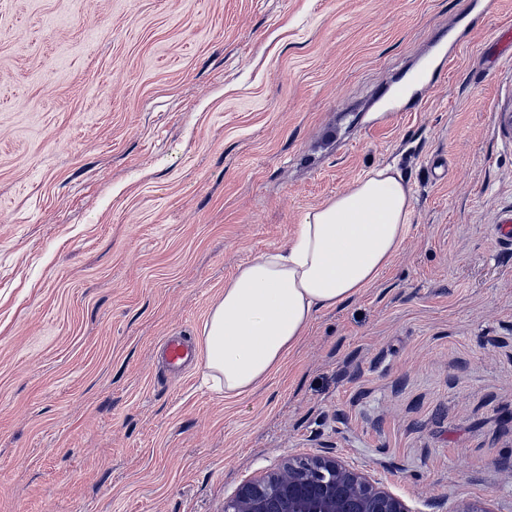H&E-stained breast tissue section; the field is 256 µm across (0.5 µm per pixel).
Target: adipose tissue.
<instances>
[{"label":"adipose tissue","mask_w":512,"mask_h":512,"mask_svg":"<svg viewBox=\"0 0 512 512\" xmlns=\"http://www.w3.org/2000/svg\"><path fill=\"white\" fill-rule=\"evenodd\" d=\"M411 194L395 166L374 168L309 210L287 246L239 267L199 338L198 366L233 398L267 380L316 315L370 287L403 243Z\"/></svg>","instance_id":"adipose-tissue-1"}]
</instances>
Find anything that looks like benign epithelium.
I'll return each instance as SVG.
<instances>
[{"instance_id":"1","label":"benign epithelium","mask_w":512,"mask_h":512,"mask_svg":"<svg viewBox=\"0 0 512 512\" xmlns=\"http://www.w3.org/2000/svg\"><path fill=\"white\" fill-rule=\"evenodd\" d=\"M224 512H412L380 482L334 456H298L244 484Z\"/></svg>"}]
</instances>
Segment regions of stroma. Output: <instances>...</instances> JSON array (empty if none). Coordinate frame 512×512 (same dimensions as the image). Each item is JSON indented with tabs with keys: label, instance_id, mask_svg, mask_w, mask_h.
Returning <instances> with one entry per match:
<instances>
[{
	"label": "stroma",
	"instance_id": "obj_1",
	"mask_svg": "<svg viewBox=\"0 0 512 512\" xmlns=\"http://www.w3.org/2000/svg\"><path fill=\"white\" fill-rule=\"evenodd\" d=\"M471 7L0 0V512H224L317 454L412 512H512V0ZM386 163L413 212L370 288L250 395L162 369L240 265Z\"/></svg>",
	"mask_w": 512,
	"mask_h": 512
}]
</instances>
